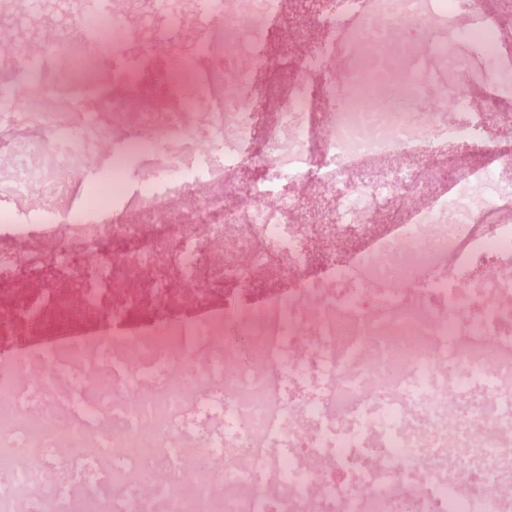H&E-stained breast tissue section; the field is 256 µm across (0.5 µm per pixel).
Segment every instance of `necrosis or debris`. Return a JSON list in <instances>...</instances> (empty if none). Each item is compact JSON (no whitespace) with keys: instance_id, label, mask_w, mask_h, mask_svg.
I'll use <instances>...</instances> for the list:
<instances>
[{"instance_id":"obj_1","label":"necrosis or debris","mask_w":512,"mask_h":512,"mask_svg":"<svg viewBox=\"0 0 512 512\" xmlns=\"http://www.w3.org/2000/svg\"><path fill=\"white\" fill-rule=\"evenodd\" d=\"M198 4L221 40L200 47L208 70H168L158 91L132 74L124 98L92 112L78 101L70 111L52 110L60 85H88L105 55L127 46L126 30L102 0L17 72L29 86L23 104L0 90V153L13 160L0 184V225L27 239L41 226L48 238L67 241L51 262L38 245L21 256L0 249V282L40 285L0 316V344L61 315L46 341L5 362L26 378L0 381V512H505L512 339L486 340L483 316L427 317L425 297L409 296L421 286L425 296L460 306V277L438 265L459 257L476 214L469 188L483 184L485 172L473 171L344 261L315 254L287 222L299 197L283 195L276 212L262 204L290 180L330 191L343 177L345 211L333 233L359 232L374 200L400 192L411 198L420 188L412 170L398 168L365 187L353 175L368 160L450 140L481 143L486 115L471 111L466 87L484 65L497 64L500 43L497 28L480 20L482 0H469L477 18L469 27L452 22L459 0H327L317 17L324 38L302 70L320 72L343 44L348 73L323 87L340 104L316 106L299 83L273 127L255 74L272 65L264 46L281 0ZM404 22L417 27V39L402 36ZM90 37L100 53L88 50ZM434 49L455 86L416 77L415 65ZM245 54L253 71L229 87L223 64ZM449 94L460 107L453 118L430 106ZM199 106L207 110L202 126ZM131 116L150 137L129 138L100 162L99 201L91 203L82 191L88 162ZM317 124L330 134L319 151L310 146ZM259 142L269 160L264 175L225 188L226 173ZM130 212L151 221L125 222ZM244 222L251 233L238 252L246 263L213 264L212 240ZM107 223L121 249L102 247ZM201 224L206 232H198ZM269 244L287 256L294 287L258 302L228 300L198 318L167 308L162 263L188 288L233 281L249 289ZM119 271L140 278L141 290L110 320L86 327L87 314L110 300ZM324 280L375 290L377 310L344 293L306 317L300 305ZM147 304L150 319L127 318V310ZM309 325L316 334L307 341ZM298 341L299 358L291 351ZM200 356L208 365L203 376L188 368ZM212 421L217 431L200 435ZM450 446L458 450L451 461ZM206 455L224 469L205 468ZM396 465L426 472L427 482L398 487L389 478Z\"/></svg>"}]
</instances>
